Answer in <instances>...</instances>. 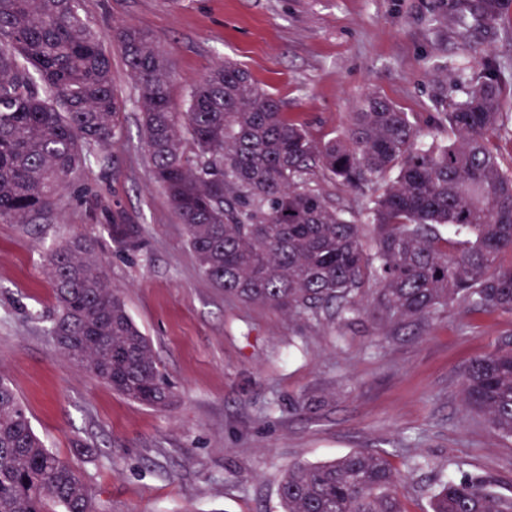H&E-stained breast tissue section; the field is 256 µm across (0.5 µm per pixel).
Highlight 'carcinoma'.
Listing matches in <instances>:
<instances>
[{
	"label": "carcinoma",
	"instance_id": "obj_1",
	"mask_svg": "<svg viewBox=\"0 0 512 512\" xmlns=\"http://www.w3.org/2000/svg\"><path fill=\"white\" fill-rule=\"evenodd\" d=\"M501 0H472L467 27L496 23ZM137 89L152 173L184 224L198 267L224 295L303 320L347 324L370 300L397 323L462 301L512 313V168L493 139L512 137V112L492 70L461 78L463 98L441 113L448 140L421 144V119L368 94L341 138L317 140L288 119L231 61L212 66L178 111L169 61L134 25L115 31ZM124 101L112 87L104 36L82 0H0V223L51 220L62 193L99 148L121 138ZM322 174L369 198L345 216L308 176ZM115 247H143L140 227L116 214ZM46 274L57 314L48 334L61 353L128 400L155 408L175 398L150 340L112 289L93 246L52 251ZM466 408L512 437V336L467 369ZM400 476L378 452L295 463L279 485L283 512H405ZM0 512H94L77 470L34 432L0 376ZM430 512H512V496L480 475L440 482Z\"/></svg>",
	"mask_w": 512,
	"mask_h": 512
}]
</instances>
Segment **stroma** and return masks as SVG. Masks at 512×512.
I'll return each mask as SVG.
<instances>
[{
  "label": "stroma",
  "instance_id": "35a3bbf8",
  "mask_svg": "<svg viewBox=\"0 0 512 512\" xmlns=\"http://www.w3.org/2000/svg\"><path fill=\"white\" fill-rule=\"evenodd\" d=\"M467 0H84L104 29L112 85L125 100L121 141L92 157L49 226L0 223V374L46 447L82 475L97 512H282L279 483L296 462L359 449L394 470L412 460L405 512H428L439 480L483 475L512 494V438L462 403L468 364L512 335V313L454 303L400 327L365 313L351 325L299 321L226 298L200 272L147 159L137 91L112 34H154L183 109L189 85L230 60L319 140L341 136L373 92L432 123L458 101L445 74L494 65L512 82V0L489 29L455 22ZM139 225L143 248L118 252L113 213ZM82 237L150 339L172 386L163 410L130 401L69 362L47 329L56 310L48 252Z\"/></svg>",
  "mask_w": 512,
  "mask_h": 512
}]
</instances>
